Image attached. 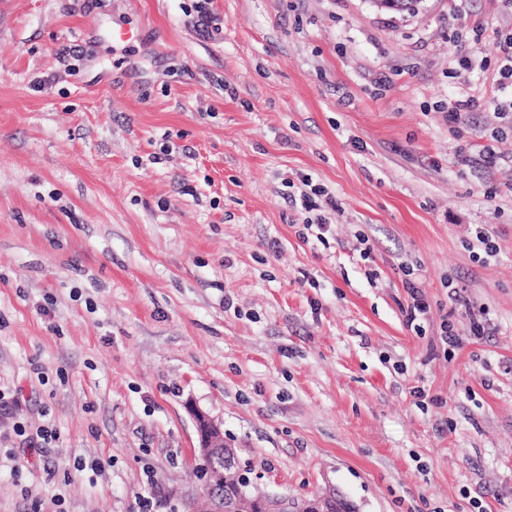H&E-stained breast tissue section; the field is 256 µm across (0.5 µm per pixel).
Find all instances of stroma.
Listing matches in <instances>:
<instances>
[{"mask_svg": "<svg viewBox=\"0 0 512 512\" xmlns=\"http://www.w3.org/2000/svg\"><path fill=\"white\" fill-rule=\"evenodd\" d=\"M197 3L0 0V512H184L193 405L265 493L512 512V9ZM493 36L497 40V46L500 54L497 59L499 79L497 82V91L505 93L510 88V99L499 100L498 96L493 97V101L501 114H512V34H503L494 31ZM292 207L295 209V211L300 215L301 218H303V224L307 226V228H311L313 224H316L319 229H325L327 225V218L324 215L319 214L316 217V222L312 220L311 217L305 216L307 213H309L312 210H318L320 208V205L316 204V202H313L311 199V196L304 192L300 195V207L297 204L296 198L294 200H291Z\"/></svg>", "mask_w": 512, "mask_h": 512, "instance_id": "35a3bbf8", "label": "stroma"}]
</instances>
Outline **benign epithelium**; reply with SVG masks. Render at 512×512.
<instances>
[{"mask_svg":"<svg viewBox=\"0 0 512 512\" xmlns=\"http://www.w3.org/2000/svg\"><path fill=\"white\" fill-rule=\"evenodd\" d=\"M199 435L196 476L206 512H275L288 502L275 495H252L241 491L227 497L223 494L227 473L239 466L234 449L224 443V431L214 419L197 407L190 409Z\"/></svg>","mask_w":512,"mask_h":512,"instance_id":"7a95c632","label":"benign epithelium"}]
</instances>
